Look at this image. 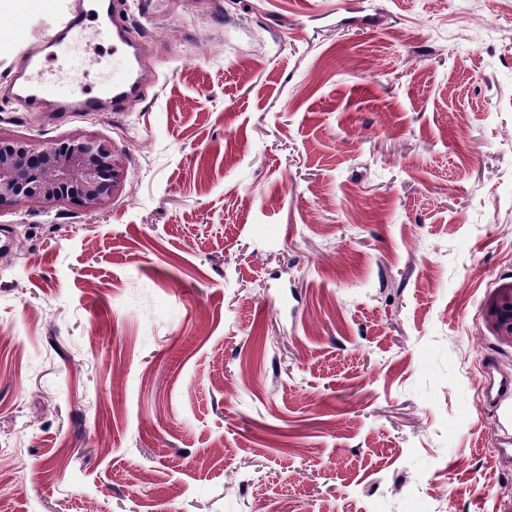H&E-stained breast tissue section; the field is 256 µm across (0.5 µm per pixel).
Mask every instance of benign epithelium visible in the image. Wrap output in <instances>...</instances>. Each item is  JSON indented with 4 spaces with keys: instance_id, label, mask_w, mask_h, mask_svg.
<instances>
[{
    "instance_id": "benign-epithelium-1",
    "label": "benign epithelium",
    "mask_w": 512,
    "mask_h": 512,
    "mask_svg": "<svg viewBox=\"0 0 512 512\" xmlns=\"http://www.w3.org/2000/svg\"><path fill=\"white\" fill-rule=\"evenodd\" d=\"M122 169L112 148L91 136L74 134L36 145L0 133V206L73 199L99 211L117 191ZM485 318L493 333L512 345V282L497 288Z\"/></svg>"
}]
</instances>
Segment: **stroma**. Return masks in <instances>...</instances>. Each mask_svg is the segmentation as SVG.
I'll return each mask as SVG.
<instances>
[{
    "mask_svg": "<svg viewBox=\"0 0 512 512\" xmlns=\"http://www.w3.org/2000/svg\"><path fill=\"white\" fill-rule=\"evenodd\" d=\"M104 212L0 208V512H512V0H129ZM100 0L46 69L122 73ZM98 57L102 69L86 67ZM485 318L493 333L512 345V282L497 288L486 307Z\"/></svg>",
    "mask_w": 512,
    "mask_h": 512,
    "instance_id": "obj_1",
    "label": "stroma"
}]
</instances>
